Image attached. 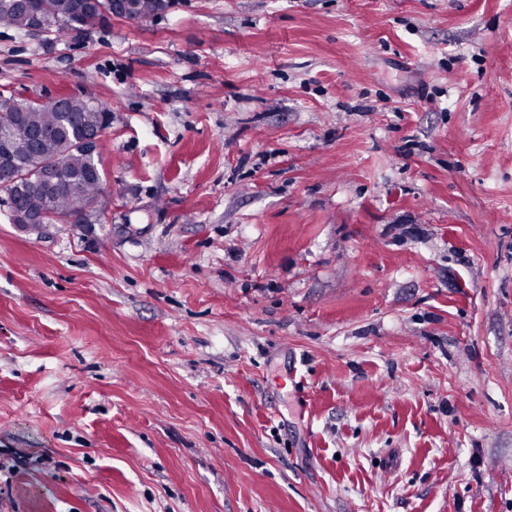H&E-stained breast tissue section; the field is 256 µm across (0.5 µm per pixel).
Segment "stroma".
I'll use <instances>...</instances> for the list:
<instances>
[{"instance_id":"obj_1","label":"stroma","mask_w":512,"mask_h":512,"mask_svg":"<svg viewBox=\"0 0 512 512\" xmlns=\"http://www.w3.org/2000/svg\"><path fill=\"white\" fill-rule=\"evenodd\" d=\"M86 92L96 218L0 204V512H512V0L0 27ZM25 190V184L23 181H16V185H14V195L16 196V202L11 208L10 204L7 202L10 213L13 210V215L15 218V222L18 223V226L28 231H39L44 224L45 214L42 212H31L27 211L20 205L19 193H22ZM11 214V217H13ZM14 218H12L14 220Z\"/></svg>"}]
</instances>
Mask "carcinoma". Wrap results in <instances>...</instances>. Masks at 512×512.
<instances>
[{
  "label": "carcinoma",
  "mask_w": 512,
  "mask_h": 512,
  "mask_svg": "<svg viewBox=\"0 0 512 512\" xmlns=\"http://www.w3.org/2000/svg\"><path fill=\"white\" fill-rule=\"evenodd\" d=\"M111 0H99V9L89 13L77 0H0V25L24 32L23 12L38 15L45 27L58 34L79 31L94 19L112 14ZM24 110L29 113L30 125L41 129L49 138L67 141L70 156L66 158L67 174L65 181L55 188L39 191L24 199L36 209L49 213L51 224H77L86 206L97 197L101 190V179L88 175V171L98 168L94 156L84 153L78 142L90 130L105 123V113L90 98H79L71 111L75 120L65 119V115L52 103L37 104L16 101L9 108L0 106V147L4 139L21 138L25 131L16 127L13 113Z\"/></svg>",
  "instance_id": "obj_1"
}]
</instances>
